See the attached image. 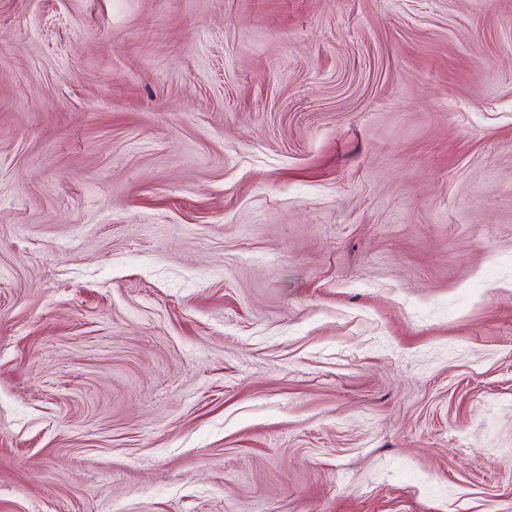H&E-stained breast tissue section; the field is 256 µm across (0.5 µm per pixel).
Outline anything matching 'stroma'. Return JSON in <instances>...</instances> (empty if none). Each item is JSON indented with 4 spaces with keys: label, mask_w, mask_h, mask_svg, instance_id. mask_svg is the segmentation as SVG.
Wrapping results in <instances>:
<instances>
[{
    "label": "stroma",
    "mask_w": 512,
    "mask_h": 512,
    "mask_svg": "<svg viewBox=\"0 0 512 512\" xmlns=\"http://www.w3.org/2000/svg\"><path fill=\"white\" fill-rule=\"evenodd\" d=\"M0 512H512V0H0Z\"/></svg>",
    "instance_id": "1"
}]
</instances>
